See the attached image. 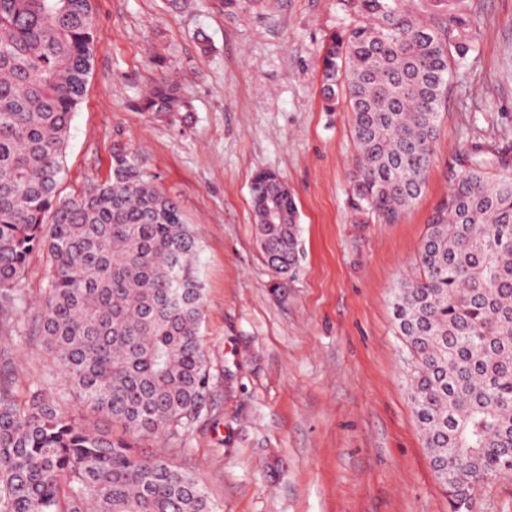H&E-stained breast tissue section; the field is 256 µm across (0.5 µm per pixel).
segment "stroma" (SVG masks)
I'll use <instances>...</instances> for the list:
<instances>
[{
	"label": "stroma",
	"instance_id": "obj_1",
	"mask_svg": "<svg viewBox=\"0 0 512 512\" xmlns=\"http://www.w3.org/2000/svg\"><path fill=\"white\" fill-rule=\"evenodd\" d=\"M90 3L95 49L60 194L105 180L126 150L176 198L200 246L209 410L186 444L159 437L149 449L193 471L218 512H449L391 291L415 267L449 166L477 142L512 170V0H460L474 45L453 73L426 188L393 224L355 223L349 114L324 111L320 96L328 38L364 21L356 0ZM168 75L192 99L188 122L138 109ZM260 171L298 206L300 257L283 279L256 244L249 185ZM51 272L45 254L29 256L30 337L11 355L28 382L47 363L35 330ZM471 512H512V474L478 484Z\"/></svg>",
	"mask_w": 512,
	"mask_h": 512
}]
</instances>
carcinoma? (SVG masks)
Segmentation results:
<instances>
[{"mask_svg":"<svg viewBox=\"0 0 512 512\" xmlns=\"http://www.w3.org/2000/svg\"><path fill=\"white\" fill-rule=\"evenodd\" d=\"M90 0H0V341L22 338L28 257L52 268L39 302L47 378L0 373V512H217L189 471L145 451L189 436L208 409L211 362L200 332L198 241L177 202L125 152L112 174L59 196L71 118L94 50ZM366 22L330 37L324 109L349 102L357 145L349 204L396 221L423 193L456 64L472 47L453 0L428 23L401 0H357ZM139 109L185 120L191 101L165 78ZM261 256L293 271L296 201L272 172L251 181ZM278 196L281 215L266 223ZM413 277L393 315L415 360L410 399L451 512L476 478L508 473L512 448V173L475 146L448 170ZM184 291L170 293L173 279ZM111 423L101 429L61 407ZM478 448L476 457L466 449Z\"/></svg>","mask_w":512,"mask_h":512,"instance_id":"carcinoma-1","label":"carcinoma"}]
</instances>
